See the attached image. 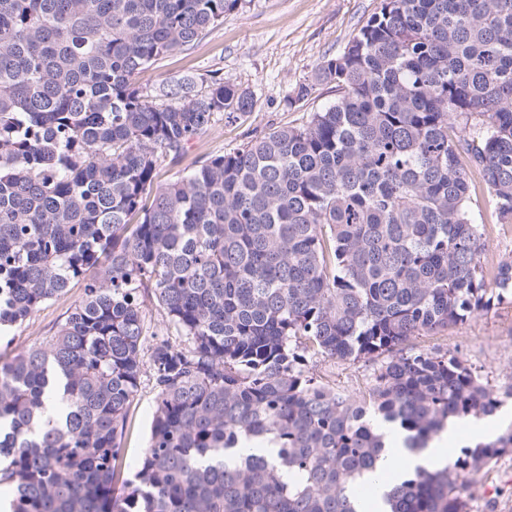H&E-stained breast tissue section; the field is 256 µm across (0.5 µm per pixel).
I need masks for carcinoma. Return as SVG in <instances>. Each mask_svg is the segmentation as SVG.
I'll return each instance as SVG.
<instances>
[{
	"label": "carcinoma",
	"mask_w": 512,
	"mask_h": 512,
	"mask_svg": "<svg viewBox=\"0 0 512 512\" xmlns=\"http://www.w3.org/2000/svg\"><path fill=\"white\" fill-rule=\"evenodd\" d=\"M241 3L0 0V334L84 283L0 354L4 512H369L383 424L422 452L504 404L457 354L404 345L512 299L472 220L475 176L512 219V0H381L287 98L325 82L333 103L158 183L254 101L138 76ZM310 353L385 361L353 398ZM511 447L417 467L387 512H470L461 486ZM82 292L83 284L75 285L65 295L46 304L29 326L24 325L11 330V336L8 337H14L12 348L28 346L44 336H49L67 309L80 299ZM155 407V393L147 383L135 397L128 415L127 432L122 442L124 457L131 475L138 466L142 450L147 445Z\"/></svg>",
	"instance_id": "1"
}]
</instances>
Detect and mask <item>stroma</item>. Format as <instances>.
I'll use <instances>...</instances> for the list:
<instances>
[{
	"label": "stroma",
	"mask_w": 512,
	"mask_h": 512,
	"mask_svg": "<svg viewBox=\"0 0 512 512\" xmlns=\"http://www.w3.org/2000/svg\"><path fill=\"white\" fill-rule=\"evenodd\" d=\"M381 0H244L227 13L223 23L200 41L173 53L145 71L140 81L158 84L184 76L209 81L211 76L249 91L254 98L250 113L221 116L209 133L194 142L182 164L192 167L282 126L304 123L310 113L331 104V86H315L304 106L291 108L286 97L298 85L310 82L324 58L340 53L352 36L378 11ZM476 223L484 225L489 247L512 256V221L498 220L484 187H477L473 207ZM83 292L75 285L65 295L46 304L33 323L15 328L14 343L27 346L50 335L68 308ZM419 349L441 348L458 355L494 390L512 388V302L488 310L436 336H420ZM378 362H344L318 357L310 368L353 397L361 396L374 382ZM155 407V393L142 385L128 415L122 442L129 467H137L147 445ZM464 494L471 512H512V451L489 470L468 479Z\"/></svg>",
	"instance_id": "obj_1"
}]
</instances>
